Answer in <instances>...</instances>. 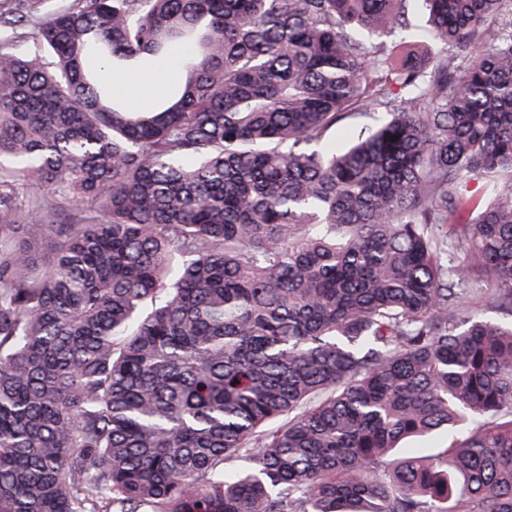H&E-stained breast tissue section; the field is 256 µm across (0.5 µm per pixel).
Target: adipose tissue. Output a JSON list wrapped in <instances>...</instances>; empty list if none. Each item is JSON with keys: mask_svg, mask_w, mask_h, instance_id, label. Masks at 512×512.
<instances>
[{"mask_svg": "<svg viewBox=\"0 0 512 512\" xmlns=\"http://www.w3.org/2000/svg\"><path fill=\"white\" fill-rule=\"evenodd\" d=\"M187 55V50L179 49L163 58L146 59L137 69L113 79V97L128 101L136 111L152 110L182 80Z\"/></svg>", "mask_w": 512, "mask_h": 512, "instance_id": "adipose-tissue-1", "label": "adipose tissue"}]
</instances>
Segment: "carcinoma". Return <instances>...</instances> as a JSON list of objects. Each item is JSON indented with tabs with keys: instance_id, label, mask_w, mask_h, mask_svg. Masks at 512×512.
<instances>
[{
	"instance_id": "carcinoma-1",
	"label": "carcinoma",
	"mask_w": 512,
	"mask_h": 512,
	"mask_svg": "<svg viewBox=\"0 0 512 512\" xmlns=\"http://www.w3.org/2000/svg\"><path fill=\"white\" fill-rule=\"evenodd\" d=\"M46 2L0 0V512H512V0L402 58L406 0ZM188 54L178 49L163 58L146 59L137 69L112 80V97L128 101L136 111H151L169 95L172 85L183 79Z\"/></svg>"
}]
</instances>
